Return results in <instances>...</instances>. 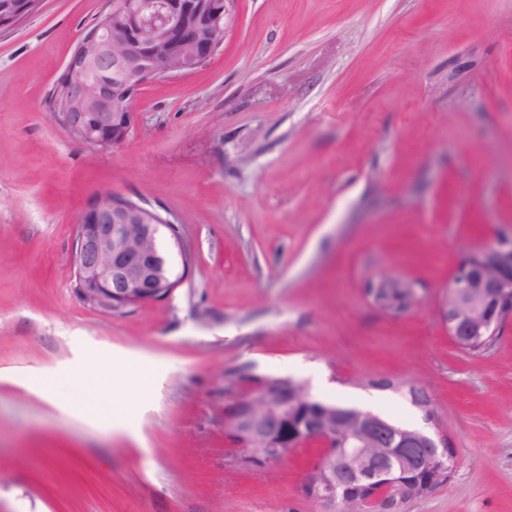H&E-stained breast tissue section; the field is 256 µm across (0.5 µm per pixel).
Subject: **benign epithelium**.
<instances>
[{"label":"benign epithelium","mask_w":512,"mask_h":512,"mask_svg":"<svg viewBox=\"0 0 512 512\" xmlns=\"http://www.w3.org/2000/svg\"><path fill=\"white\" fill-rule=\"evenodd\" d=\"M41 0H0V25H13L32 13ZM226 0H112L104 22L81 40L71 55L58 121L78 141L108 149L125 140L134 121L132 99L149 81L201 67L224 42ZM72 259L74 290L86 306L108 314L166 299L176 287L166 253L159 245L163 227L156 212L109 191L99 194L76 224ZM439 314L448 335L464 344L494 336L512 315V234L469 253L456 268ZM267 398L257 411L250 398ZM308 398L303 386L274 392L265 385L239 386L224 410V434L266 464L284 461L283 447L299 448L304 437L322 441L316 463L302 483L303 494L323 512L341 503L366 502L364 512H403L405 504L440 487L441 441L428 426L397 428L363 410L350 414L341 429L336 410L293 425L288 439L279 428L285 412ZM383 461L424 476L397 487L383 480Z\"/></svg>","instance_id":"7a95c632"}]
</instances>
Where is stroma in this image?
Instances as JSON below:
<instances>
[{
  "mask_svg": "<svg viewBox=\"0 0 512 512\" xmlns=\"http://www.w3.org/2000/svg\"><path fill=\"white\" fill-rule=\"evenodd\" d=\"M111 6L42 0L0 27V512H321L313 449L247 468L225 439L247 375L406 427L426 398L455 465L407 512H512V317L472 355L438 310L512 231V0H229L223 46L148 82L101 150L50 95ZM105 191L170 214L193 256L170 297L117 315L72 288ZM370 280L420 302L382 310Z\"/></svg>",
  "mask_w": 512,
  "mask_h": 512,
  "instance_id": "35a3bbf8",
  "label": "stroma"
}]
</instances>
